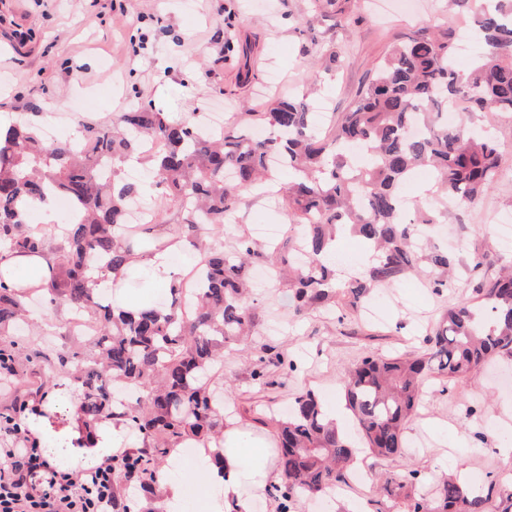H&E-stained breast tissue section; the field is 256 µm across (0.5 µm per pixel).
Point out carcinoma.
Segmentation results:
<instances>
[{
    "label": "carcinoma",
    "instance_id": "cac0c4a2",
    "mask_svg": "<svg viewBox=\"0 0 512 512\" xmlns=\"http://www.w3.org/2000/svg\"><path fill=\"white\" fill-rule=\"evenodd\" d=\"M458 5L471 10L469 30L483 45L467 71L457 69L460 31L453 22L438 25L436 34L421 28L375 65L372 81L327 131L317 125L305 97L258 113L262 138L252 137L248 125L203 136L200 115L192 122L171 121L145 107L52 141L39 133V112L0 125V262L13 255L45 260L26 281L0 269V336L10 335L35 292L97 324L90 350L70 348L50 359L36 391L61 379L75 382L85 439L116 417L148 441L113 462L116 481L150 490L157 482L155 456L187 439L207 442L224 428V395L210 388V374L231 345L253 333L255 263L268 267L275 282L289 267L297 313L338 296L356 303L411 270L438 293L449 287L450 254L434 251L420 266L422 229L410 218L402 187L420 169L433 174L431 190L414 206L426 213L427 224L448 210L450 199L465 207L486 195L500 180V144L465 121L448 124L443 108L462 98L470 111L512 113V0ZM153 141L155 149L148 147ZM139 155L151 162L154 182L172 207L154 211L150 222L127 224L126 207L141 200L143 189L119 179L117 165ZM282 169L294 171L295 178L279 185ZM251 193L275 196L288 224V247L261 246L245 232L223 237L224 226L238 223L241 201ZM57 195L70 201L77 219L29 228L28 209L39 202L51 208ZM346 234L374 259L365 277L339 281L336 261L328 257L337 236ZM184 243L206 260L200 271L204 287L191 311L179 303L181 279L169 286L167 306L141 303L116 314L103 303L96 273L119 269L135 249ZM471 273L478 279L475 301L448 308L425 336L423 356L367 355L347 369L346 406L375 456L403 454L405 424L418 412L427 373L451 384L498 354L512 356V272L488 278L476 261ZM268 351L262 348L253 360V377L274 387L268 367L286 362ZM286 364L294 369L293 362ZM39 408L35 402L16 405L3 415L15 417L26 433V416L41 414ZM277 439L281 477L268 488L277 512H294L300 498L331 494L346 481L356 457V445L311 392L295 397L288 418L277 423ZM494 487L474 496L450 477L435 500L411 497L409 507L498 512Z\"/></svg>",
    "mask_w": 512,
    "mask_h": 512
}]
</instances>
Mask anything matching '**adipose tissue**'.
<instances>
[{
  "label": "adipose tissue",
  "mask_w": 512,
  "mask_h": 512,
  "mask_svg": "<svg viewBox=\"0 0 512 512\" xmlns=\"http://www.w3.org/2000/svg\"><path fill=\"white\" fill-rule=\"evenodd\" d=\"M28 424L39 434L43 456L57 465L77 459L97 464L130 442L128 426L117 419L102 422L94 445L83 448L60 441L46 429L44 418L29 416ZM271 446L268 437L234 423L225 424L218 443L179 442L175 457L191 466L206 486L197 512H252L255 501L277 477Z\"/></svg>",
  "instance_id": "ef3b65f1"
}]
</instances>
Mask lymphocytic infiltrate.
<instances>
[{"instance_id":"f902f5d3","label":"lymphocytic infiltrate","mask_w":512,"mask_h":512,"mask_svg":"<svg viewBox=\"0 0 512 512\" xmlns=\"http://www.w3.org/2000/svg\"><path fill=\"white\" fill-rule=\"evenodd\" d=\"M0 431L11 439L0 448V512H112L111 463L77 475L57 470L14 420L0 419Z\"/></svg>"}]
</instances>
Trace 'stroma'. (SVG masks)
<instances>
[{
	"mask_svg": "<svg viewBox=\"0 0 512 512\" xmlns=\"http://www.w3.org/2000/svg\"><path fill=\"white\" fill-rule=\"evenodd\" d=\"M312 0H0V115L42 112L72 135L78 123L111 124L139 105L180 121L192 112L222 115L225 125L252 124L272 101L306 95L327 113L347 111L368 83L374 64L419 26L442 17L459 20L450 0H335L316 16ZM311 33L300 34L306 18ZM154 36L148 56L132 53L131 39ZM341 55L338 65L311 76L313 57ZM503 149L505 177L472 206L451 209L433 227V241L453 251L455 273L435 294L408 276L357 306L288 312L287 287L255 289V334L225 356L214 380L246 430L274 437L263 410L287 415L295 397L313 390L328 410L343 411L341 377L362 357L424 353L423 338L447 307L473 296L468 268L479 260L488 274L512 265L499 243L497 219L512 214V115L478 112ZM66 304L37 307L15 332L16 374L0 389V410L26 394L25 381L43 374L58 351L87 347L67 336ZM276 348L296 369L281 387L264 389L252 376L261 345ZM401 457L362 454L334 497H311L302 512H404L405 496L388 495L391 477L414 470L417 492L431 494L462 460L463 482L494 487L512 504V357L499 356L483 375L441 389L429 379L419 412L405 425Z\"/></svg>",
	"mask_w": 512,
	"mask_h": 512,
	"instance_id": "1",
	"label": "stroma"
}]
</instances>
